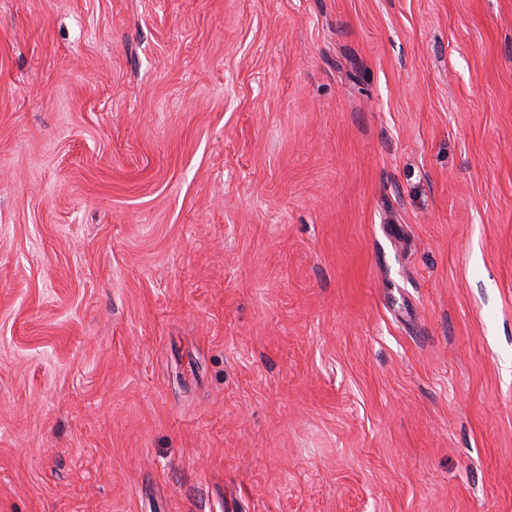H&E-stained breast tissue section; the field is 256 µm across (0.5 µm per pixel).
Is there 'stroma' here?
Returning a JSON list of instances; mask_svg holds the SVG:
<instances>
[{
	"label": "stroma",
	"instance_id": "obj_1",
	"mask_svg": "<svg viewBox=\"0 0 512 512\" xmlns=\"http://www.w3.org/2000/svg\"><path fill=\"white\" fill-rule=\"evenodd\" d=\"M0 512H512V0H0Z\"/></svg>",
	"mask_w": 512,
	"mask_h": 512
}]
</instances>
